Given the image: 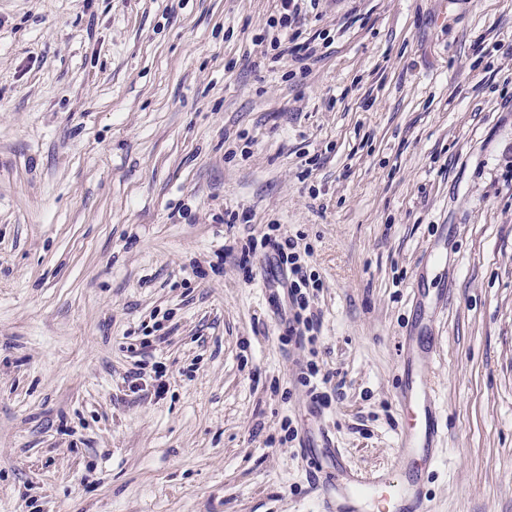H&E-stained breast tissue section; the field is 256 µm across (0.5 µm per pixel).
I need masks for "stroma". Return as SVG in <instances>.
<instances>
[{
  "label": "stroma",
  "instance_id": "35a3bbf8",
  "mask_svg": "<svg viewBox=\"0 0 512 512\" xmlns=\"http://www.w3.org/2000/svg\"><path fill=\"white\" fill-rule=\"evenodd\" d=\"M277 5L0 0V512H318L281 423L394 468L406 334L432 512H512V0H319L303 70ZM273 222L324 283L317 419L262 277L209 271ZM162 319L170 388L125 396Z\"/></svg>",
  "mask_w": 512,
  "mask_h": 512
}]
</instances>
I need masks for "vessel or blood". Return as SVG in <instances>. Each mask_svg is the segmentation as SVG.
<instances>
[{
    "instance_id": "1",
    "label": "vessel or blood",
    "mask_w": 512,
    "mask_h": 512,
    "mask_svg": "<svg viewBox=\"0 0 512 512\" xmlns=\"http://www.w3.org/2000/svg\"><path fill=\"white\" fill-rule=\"evenodd\" d=\"M400 353L404 376L398 402L413 420L400 432L397 469L363 473L346 465L340 449L305 442L302 453L313 466L310 476L323 489L319 512H431L419 481L420 471L437 460L440 438L434 383L423 370L431 358L416 356L409 336L402 338Z\"/></svg>"
}]
</instances>
